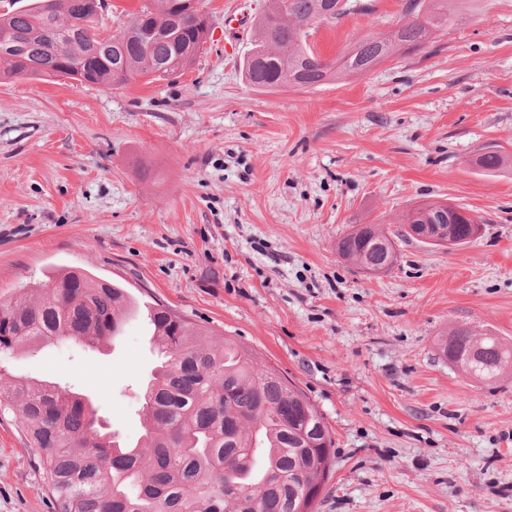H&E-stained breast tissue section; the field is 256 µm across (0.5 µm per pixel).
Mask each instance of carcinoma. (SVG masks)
I'll list each match as a JSON object with an SVG mask.
<instances>
[{"instance_id":"1","label":"carcinoma","mask_w":512,"mask_h":512,"mask_svg":"<svg viewBox=\"0 0 512 512\" xmlns=\"http://www.w3.org/2000/svg\"><path fill=\"white\" fill-rule=\"evenodd\" d=\"M329 24L365 9L335 0ZM460 0H407L404 21L380 41L362 39L329 59L309 44L322 27V0H266L244 59L245 81L257 90L316 88L368 74L381 58L425 48L462 18ZM201 0H141L130 14L123 49L97 53L99 13L73 0H28L0 12V82L66 77L108 88L139 76L163 79L186 70L207 42ZM19 41L17 50L11 43ZM508 160L490 146L476 164L487 172ZM347 263L383 265L359 234L337 242ZM138 302L122 286L78 269L53 275L0 301V353L66 338L88 348L120 335ZM160 364L142 387L145 434L122 446L99 424L84 396L56 383L0 381V415L17 421L38 460L57 512H292L293 501L325 484L333 440L310 399L247 348L215 339L169 306L155 303ZM467 377L494 382L512 369V344L456 327L441 345Z\"/></svg>"}]
</instances>
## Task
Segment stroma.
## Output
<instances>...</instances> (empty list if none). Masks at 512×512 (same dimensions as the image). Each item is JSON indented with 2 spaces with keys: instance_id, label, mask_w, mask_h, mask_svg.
<instances>
[{
  "instance_id": "stroma-1",
  "label": "stroma",
  "mask_w": 512,
  "mask_h": 512,
  "mask_svg": "<svg viewBox=\"0 0 512 512\" xmlns=\"http://www.w3.org/2000/svg\"><path fill=\"white\" fill-rule=\"evenodd\" d=\"M372 0L313 36L335 57L403 20ZM189 70L107 88L0 82V299L68 269L123 284L233 338L309 397L334 441L314 512H512V376L465 377L439 348L467 326L512 342V0H468L419 52L315 89L252 88L245 24L264 0H204ZM485 223L444 250L407 240L367 278L336 243L393 231L421 200ZM154 358L141 323L107 351L61 341L0 355V374L88 394L128 443ZM0 512H56L12 417H0Z\"/></svg>"
}]
</instances>
